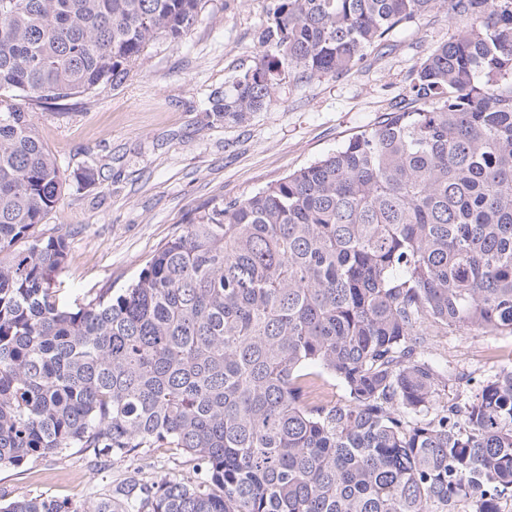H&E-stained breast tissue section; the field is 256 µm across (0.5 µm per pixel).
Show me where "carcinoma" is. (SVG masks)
I'll return each instance as SVG.
<instances>
[{
  "label": "carcinoma",
  "instance_id": "obj_1",
  "mask_svg": "<svg viewBox=\"0 0 512 512\" xmlns=\"http://www.w3.org/2000/svg\"><path fill=\"white\" fill-rule=\"evenodd\" d=\"M202 2L0 0V467L191 457L93 512H502L512 368L472 388L427 337L512 335V0H275L218 118L268 109L287 77L361 68L443 6L456 30L377 125L195 208L122 293L61 302L68 235L43 220L67 180L15 100L89 107ZM0 512L87 508L41 494Z\"/></svg>",
  "mask_w": 512,
  "mask_h": 512
}]
</instances>
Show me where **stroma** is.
Masks as SVG:
<instances>
[{
  "label": "stroma",
  "mask_w": 512,
  "mask_h": 512,
  "mask_svg": "<svg viewBox=\"0 0 512 512\" xmlns=\"http://www.w3.org/2000/svg\"><path fill=\"white\" fill-rule=\"evenodd\" d=\"M273 5L208 0L186 38L157 39L128 78L102 90L90 108L64 116L51 108L34 112L40 136L70 179L63 204L45 218L70 234L71 262L57 279L67 305L127 288L196 207L250 196L374 125L404 93L419 60L454 32L447 8H440L393 30L391 50L362 69L284 79L268 110L240 124L216 119L210 101L253 65ZM86 168L97 174L94 185L74 179ZM430 343L441 361L477 380L512 367V336L452 330ZM190 467L171 448L121 459L72 449L0 467V501L43 493L88 504L131 475L155 479Z\"/></svg>",
  "instance_id": "35a3bbf8"
}]
</instances>
